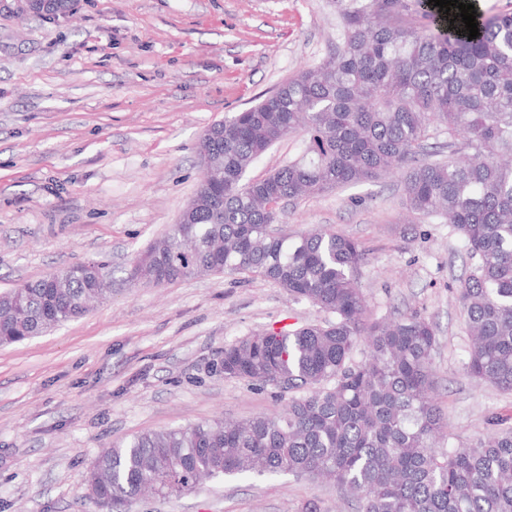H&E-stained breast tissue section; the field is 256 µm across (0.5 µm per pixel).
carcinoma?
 I'll list each match as a JSON object with an SVG mask.
<instances>
[{
  "label": "carcinoma",
  "instance_id": "1",
  "mask_svg": "<svg viewBox=\"0 0 512 512\" xmlns=\"http://www.w3.org/2000/svg\"><path fill=\"white\" fill-rule=\"evenodd\" d=\"M335 48L200 142V200L142 255L156 286L198 272L260 276L333 319L263 330L224 347V377L290 394L277 417L145 432L100 455L86 476L100 508L166 498L204 478L328 479L356 512H512V424L439 444L432 324L412 313L368 320L353 238L318 227L290 235L279 200L403 173L411 222L460 235L470 267L456 289L470 338L466 371L512 393V12L477 17L421 0H336ZM291 134L301 154L246 178ZM112 264L92 260L0 293V345L83 316L112 294ZM365 350L354 358L359 345Z\"/></svg>",
  "mask_w": 512,
  "mask_h": 512
}]
</instances>
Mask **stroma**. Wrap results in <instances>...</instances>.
Masks as SVG:
<instances>
[{
    "label": "stroma",
    "instance_id": "obj_1",
    "mask_svg": "<svg viewBox=\"0 0 512 512\" xmlns=\"http://www.w3.org/2000/svg\"><path fill=\"white\" fill-rule=\"evenodd\" d=\"M336 42L329 0H76L70 15L0 12V293L106 258L112 296L82 317L0 347V512H99L87 471L146 431L274 416V389L224 378V347L251 332L328 320L260 277L131 284L134 258L193 197L198 146L225 115L270 94ZM400 174L287 202L289 232L324 225L367 253L373 318L430 320L437 402L453 442L512 424V394L475 384L454 290L466 257L445 224L404 221ZM323 512L335 487L241 475L125 512Z\"/></svg>",
    "mask_w": 512,
    "mask_h": 512
}]
</instances>
